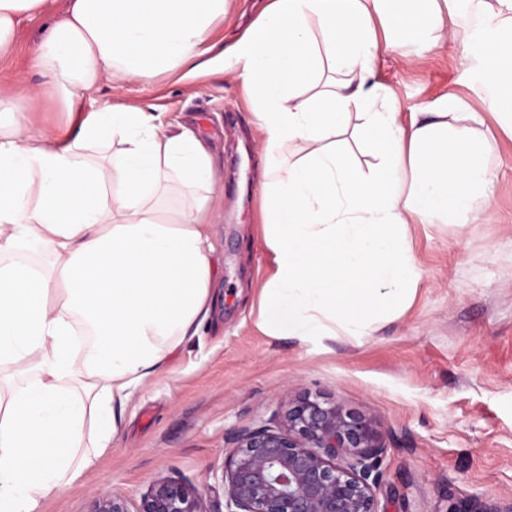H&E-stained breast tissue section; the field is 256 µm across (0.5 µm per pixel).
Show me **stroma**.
<instances>
[{"label":"stroma","instance_id":"1","mask_svg":"<svg viewBox=\"0 0 512 512\" xmlns=\"http://www.w3.org/2000/svg\"><path fill=\"white\" fill-rule=\"evenodd\" d=\"M268 2L228 0L205 46L229 48ZM61 7L62 0H47L41 17L20 24L0 93L21 96L37 126L65 125L94 103L139 108L166 127L194 125L220 161L211 226L215 302L212 324L127 405L111 448L46 498L41 512H90L104 492L134 508L159 478L197 488L208 512H226V449L243 430L278 425L285 405L307 395L365 415L382 433L381 512L512 502V137L499 133L472 84L463 36L419 59L402 47L381 49L377 78L391 90L403 125L412 112L448 97L468 101L494 134L488 202L473 224L409 225V247L424 275L401 317L357 342L339 336L313 346L258 326L260 290L272 273L261 222L267 144L236 73L186 82L174 68L147 85L105 76L79 103L65 104L33 65Z\"/></svg>","mask_w":512,"mask_h":512}]
</instances>
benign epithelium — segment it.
Returning a JSON list of instances; mask_svg holds the SVG:
<instances>
[{
  "label": "benign epithelium",
  "mask_w": 512,
  "mask_h": 512,
  "mask_svg": "<svg viewBox=\"0 0 512 512\" xmlns=\"http://www.w3.org/2000/svg\"><path fill=\"white\" fill-rule=\"evenodd\" d=\"M384 444L365 416L303 398L288 404L280 427L237 435L224 458L227 512H380L376 497ZM92 512H206L203 495L162 478L129 509L119 494L98 496ZM448 512H512L476 501Z\"/></svg>",
  "instance_id": "benign-epithelium-1"
}]
</instances>
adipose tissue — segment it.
<instances>
[{
  "label": "adipose tissue",
  "mask_w": 512,
  "mask_h": 512,
  "mask_svg": "<svg viewBox=\"0 0 512 512\" xmlns=\"http://www.w3.org/2000/svg\"><path fill=\"white\" fill-rule=\"evenodd\" d=\"M46 0H0V61L22 18ZM225 0H66L35 50L54 96L81 99L105 74L149 81L182 68H233L255 96L268 156L264 244L274 274L261 328L316 345L357 341L404 314L422 277L407 228L472 224L486 198V143L455 97L398 123L376 77L381 46L423 55L478 16L472 72L512 134V0H271L229 50L200 46ZM0 512H38L118 431L116 409L167 371L209 318L207 215L214 158L197 130L167 132L152 113L102 105L70 128H30L0 95ZM357 114L377 163L357 172L333 139ZM294 163L278 160L295 141ZM179 188L192 198L170 204ZM48 255L34 263L32 252Z\"/></svg>",
  "instance_id": "1"
}]
</instances>
